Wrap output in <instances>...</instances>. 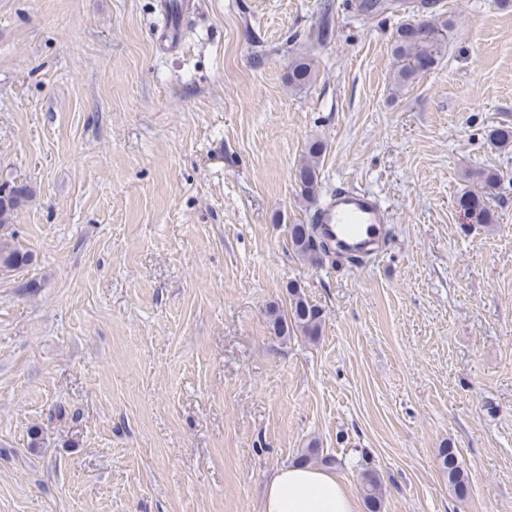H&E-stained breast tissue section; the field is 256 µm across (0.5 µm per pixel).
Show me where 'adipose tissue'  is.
Returning a JSON list of instances; mask_svg holds the SVG:
<instances>
[{
	"label": "adipose tissue",
	"mask_w": 512,
	"mask_h": 512,
	"mask_svg": "<svg viewBox=\"0 0 512 512\" xmlns=\"http://www.w3.org/2000/svg\"><path fill=\"white\" fill-rule=\"evenodd\" d=\"M261 512H357V503L335 474L293 464L273 473Z\"/></svg>",
	"instance_id": "adipose-tissue-1"
}]
</instances>
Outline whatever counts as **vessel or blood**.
<instances>
[{"mask_svg": "<svg viewBox=\"0 0 512 512\" xmlns=\"http://www.w3.org/2000/svg\"><path fill=\"white\" fill-rule=\"evenodd\" d=\"M315 222L361 257L377 253L389 237L386 212L373 194L361 189L336 191L317 209Z\"/></svg>", "mask_w": 512, "mask_h": 512, "instance_id": "vessel-or-blood-1", "label": "vessel or blood"}]
</instances>
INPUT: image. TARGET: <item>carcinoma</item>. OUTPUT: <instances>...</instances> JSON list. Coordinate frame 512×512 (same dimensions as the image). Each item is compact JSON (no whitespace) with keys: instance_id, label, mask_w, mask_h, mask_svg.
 Listing matches in <instances>:
<instances>
[{"instance_id":"obj_1","label":"carcinoma","mask_w":512,"mask_h":512,"mask_svg":"<svg viewBox=\"0 0 512 512\" xmlns=\"http://www.w3.org/2000/svg\"><path fill=\"white\" fill-rule=\"evenodd\" d=\"M395 6L391 0H362L358 10L365 14L384 12ZM431 0H419L414 5L415 19L400 25L393 34L392 54L395 59L394 81L398 87L408 86L421 75L419 66L428 63L434 68L444 56L448 38L445 37L453 27L449 19H440L433 14ZM316 79V66L309 54L299 55L288 65V84L293 87H305ZM486 141L498 149L512 147V126L498 124L487 128ZM327 145L320 140H310L305 146L303 158L295 169L294 181L300 196L317 204L321 185L319 181L320 162ZM464 178L472 183L473 189L461 195L457 201L464 212L471 214L478 224H494L497 221L489 201L500 187L503 175L493 167L468 169ZM32 190L24 183L0 184V272L8 273L31 264L33 255L22 251L12 242L9 227L15 213L31 198ZM288 234L293 251L310 263L319 265L324 258L331 257V251L320 237L315 224H291ZM289 311L277 315L272 320L274 335L286 338L292 333L317 340L323 332L322 310L305 296L301 285L291 281L287 286ZM439 465L448 474V481L454 490L466 483L462 462L454 448L439 449ZM361 492L369 512H380L382 506V482L378 473L367 469L362 473Z\"/></svg>"}]
</instances>
